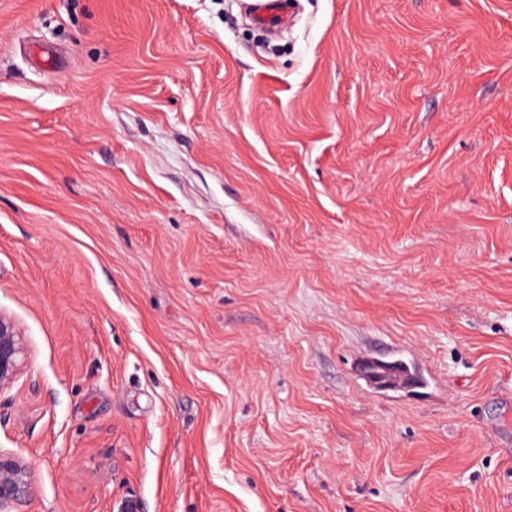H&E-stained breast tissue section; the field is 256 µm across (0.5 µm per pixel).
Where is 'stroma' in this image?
Returning <instances> with one entry per match:
<instances>
[{
	"instance_id": "1",
	"label": "stroma",
	"mask_w": 512,
	"mask_h": 512,
	"mask_svg": "<svg viewBox=\"0 0 512 512\" xmlns=\"http://www.w3.org/2000/svg\"><path fill=\"white\" fill-rule=\"evenodd\" d=\"M290 2L0 0L16 512H512V0ZM281 3L280 0H251L249 5L253 20L261 25L268 24L276 19L285 21L280 14L279 6ZM29 357L21 327L0 312V392L19 380Z\"/></svg>"
}]
</instances>
